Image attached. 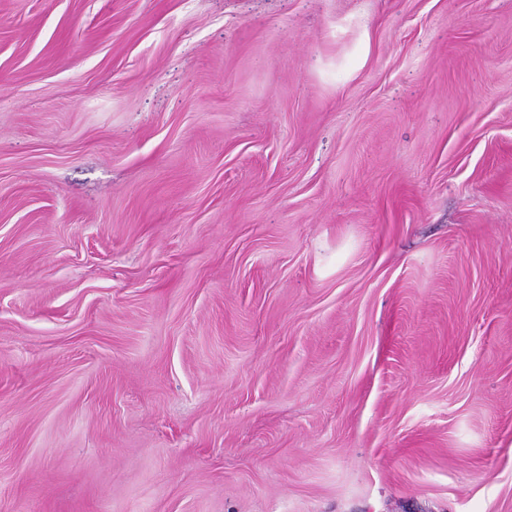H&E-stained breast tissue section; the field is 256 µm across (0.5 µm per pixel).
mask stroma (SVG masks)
<instances>
[{"mask_svg":"<svg viewBox=\"0 0 512 512\" xmlns=\"http://www.w3.org/2000/svg\"><path fill=\"white\" fill-rule=\"evenodd\" d=\"M0 512H512V0H0Z\"/></svg>","mask_w":512,"mask_h":512,"instance_id":"1","label":"stroma"}]
</instances>
